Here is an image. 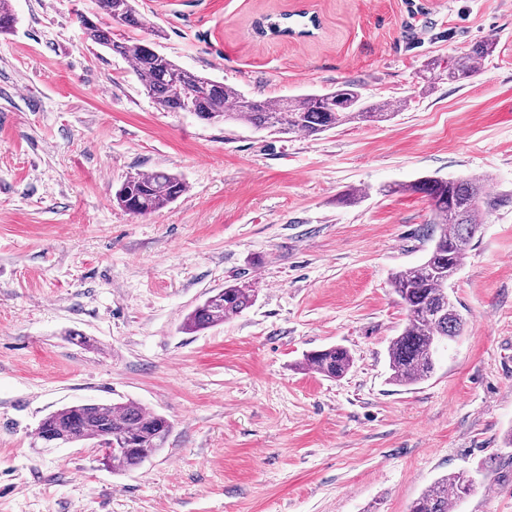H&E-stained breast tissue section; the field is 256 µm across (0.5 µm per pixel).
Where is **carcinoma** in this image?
I'll return each instance as SVG.
<instances>
[{"label":"carcinoma","instance_id":"cac0c4a2","mask_svg":"<svg viewBox=\"0 0 512 512\" xmlns=\"http://www.w3.org/2000/svg\"><path fill=\"white\" fill-rule=\"evenodd\" d=\"M142 24L136 0H96L93 16H80L85 39L106 48L129 63L147 94L169 112H189L206 123H239L257 130L315 137L344 124L383 122L406 108L404 97L389 106L367 97L362 86L343 81L326 93H305L277 99L250 96L203 74L191 72L158 52L153 43L112 39V22ZM16 18L8 0H0V33L14 27ZM493 38L473 45L428 66L429 84L443 76L461 82L478 72V65L493 53ZM428 200L433 212L432 246L419 263L396 271L391 286L408 314V322L388 347L389 382L411 386L430 379L436 371L440 348L455 340L465 322L450 285L477 233L483 211L492 206L484 180L476 177H423L404 186ZM188 190L181 177L164 170L128 176L116 189V203L133 215L158 212ZM255 301V291L228 285L195 306L182 329L198 332L224 323ZM305 368L330 379L344 376L352 366L350 352L342 346L313 351ZM172 430L163 415L134 402L78 404L48 414L38 425L37 438L58 435L73 443H99L108 435L139 440L135 449H116L104 464L114 471L140 466L164 447ZM474 491L472 475L453 472L436 479L410 505L409 512H451L456 502Z\"/></svg>","mask_w":512,"mask_h":512}]
</instances>
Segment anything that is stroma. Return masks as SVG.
<instances>
[{"instance_id": "35a3bbf8", "label": "stroma", "mask_w": 512, "mask_h": 512, "mask_svg": "<svg viewBox=\"0 0 512 512\" xmlns=\"http://www.w3.org/2000/svg\"><path fill=\"white\" fill-rule=\"evenodd\" d=\"M0 33V512H408L436 478L472 474L455 512H512V0H138L181 67L246 94L350 80L411 97L391 121L316 137L167 112L132 67L86 41L95 0H11ZM318 16L307 37L265 33ZM494 38L479 75L425 85L435 58ZM189 186L135 216L132 173ZM480 176L496 205L456 274L462 335L435 374L388 382L407 313L393 272L418 263L433 213L399 185ZM356 190L363 197L342 203ZM255 303L184 316L230 283ZM345 347L329 380L306 353ZM136 401L173 424L115 472L91 444L43 447L51 411ZM255 297L253 289L236 285L225 286L224 289L195 306L185 316L182 329L193 333L223 324L224 321L250 307Z\"/></svg>"}]
</instances>
